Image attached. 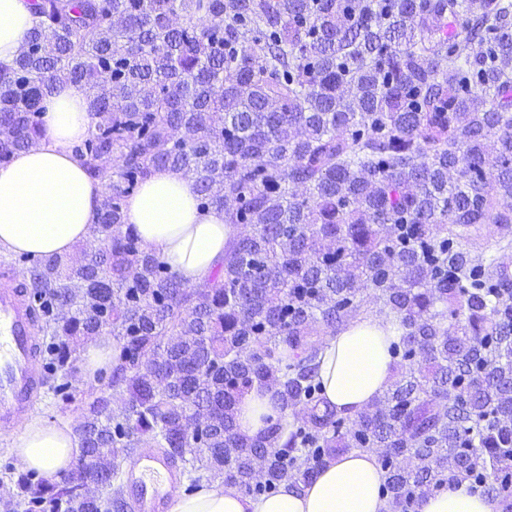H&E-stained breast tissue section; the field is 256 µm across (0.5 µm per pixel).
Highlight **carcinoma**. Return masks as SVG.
I'll return each mask as SVG.
<instances>
[{"label":"carcinoma","instance_id":"carcinoma-1","mask_svg":"<svg viewBox=\"0 0 512 512\" xmlns=\"http://www.w3.org/2000/svg\"><path fill=\"white\" fill-rule=\"evenodd\" d=\"M26 3L34 41L0 69V166L39 145L45 96L71 83L96 118L74 153L102 187L84 263L19 255L46 384L69 400L71 340L110 328L121 407L99 395L77 427L82 453L112 460L99 500L8 461L16 512H128L120 474L148 446L194 492L211 466L196 409L247 495L358 450L379 454L388 512L461 480L512 512V275L480 243L512 226V0ZM160 168L232 227L199 288L125 226ZM371 303L395 326V375L344 415L318 379L322 337ZM256 386L288 414L251 438L237 405Z\"/></svg>","mask_w":512,"mask_h":512}]
</instances>
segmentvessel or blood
I'll list each match as a JSON object with an SVG mask.
<instances>
[{"mask_svg": "<svg viewBox=\"0 0 512 512\" xmlns=\"http://www.w3.org/2000/svg\"><path fill=\"white\" fill-rule=\"evenodd\" d=\"M45 369L35 335L34 310L25 289L0 268V428L34 411ZM183 475L164 455L144 448L124 475L125 495L135 512H170Z\"/></svg>", "mask_w": 512, "mask_h": 512, "instance_id": "b4317fda", "label": "vessel or blood"}]
</instances>
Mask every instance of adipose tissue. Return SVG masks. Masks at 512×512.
<instances>
[{
  "label": "adipose tissue",
  "mask_w": 512,
  "mask_h": 512,
  "mask_svg": "<svg viewBox=\"0 0 512 512\" xmlns=\"http://www.w3.org/2000/svg\"><path fill=\"white\" fill-rule=\"evenodd\" d=\"M35 22L25 0H0V67L13 65ZM43 104L39 146L0 167V252L68 254L97 218L101 188L74 154L94 128L88 100L79 87L60 84ZM125 221L190 285L215 268L230 230L223 212L198 210L193 183L170 168L154 171L146 180L130 199ZM393 338L392 324L372 317L328 340L319 377L338 411L355 415L383 391L393 376ZM278 412L272 393L251 391L238 404V428L258 436L261 415ZM10 448L18 467L53 476L71 469L79 440L68 423L34 417L12 436ZM384 481L376 456L355 451L332 460L306 485L285 482L273 495L252 497L234 486L205 483L193 494H178L171 512H387ZM420 512H502V505L460 483L424 500Z\"/></svg>",
  "instance_id": "obj_1"
}]
</instances>
